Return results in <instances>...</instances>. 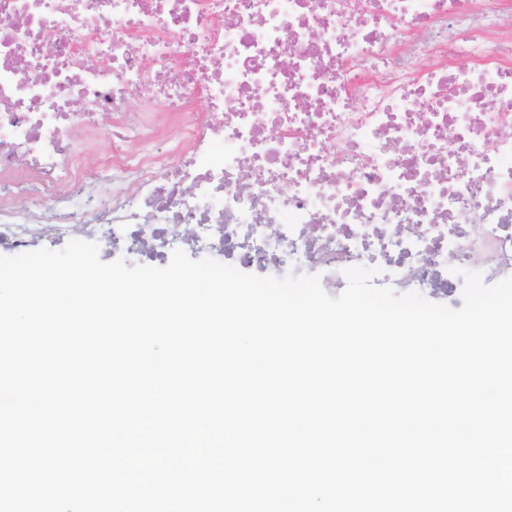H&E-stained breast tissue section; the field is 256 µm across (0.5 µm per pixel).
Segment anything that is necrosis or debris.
Returning a JSON list of instances; mask_svg holds the SVG:
<instances>
[{
	"label": "necrosis or debris",
	"mask_w": 512,
	"mask_h": 512,
	"mask_svg": "<svg viewBox=\"0 0 512 512\" xmlns=\"http://www.w3.org/2000/svg\"><path fill=\"white\" fill-rule=\"evenodd\" d=\"M103 238L460 308L512 276V0H0V250Z\"/></svg>",
	"instance_id": "necrosis-or-debris-1"
}]
</instances>
